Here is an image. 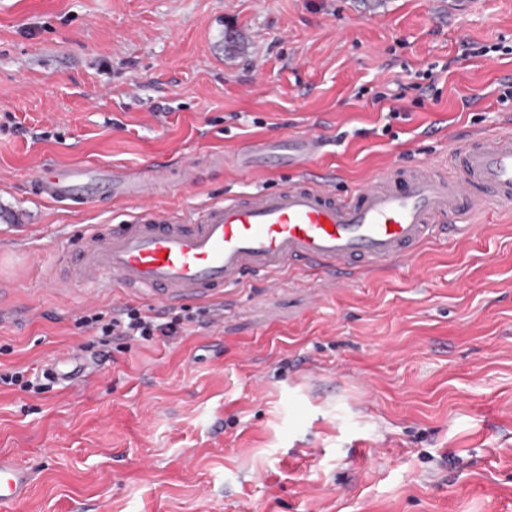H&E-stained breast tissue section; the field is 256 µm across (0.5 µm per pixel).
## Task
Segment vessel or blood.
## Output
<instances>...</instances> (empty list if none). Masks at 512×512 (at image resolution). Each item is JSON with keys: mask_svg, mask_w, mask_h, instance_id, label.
Listing matches in <instances>:
<instances>
[{"mask_svg": "<svg viewBox=\"0 0 512 512\" xmlns=\"http://www.w3.org/2000/svg\"><path fill=\"white\" fill-rule=\"evenodd\" d=\"M323 147L311 134L255 146L263 163L293 161L299 178L274 191L224 196L190 219L152 205L163 183L158 173L130 181L109 167H48L35 179L52 202L86 203L106 192L137 200L131 223L93 225L75 276L92 288H128L163 303L205 298L295 265L352 281L407 259L448 219L512 204L511 134L469 133L448 143L455 170L393 167L347 197L316 171ZM30 481L14 456L0 454V503L24 499Z\"/></svg>", "mask_w": 512, "mask_h": 512, "instance_id": "b4317fda", "label": "vessel or blood"}]
</instances>
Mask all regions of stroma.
Masks as SVG:
<instances>
[{
	"mask_svg": "<svg viewBox=\"0 0 512 512\" xmlns=\"http://www.w3.org/2000/svg\"><path fill=\"white\" fill-rule=\"evenodd\" d=\"M507 86L512 0H0V374L94 354L74 387L0 384V454L32 476L0 512H512V206L340 288L296 268L168 305L71 276L136 202L33 178L162 167L157 203L187 214L296 178L231 158L309 132L348 196L512 131ZM127 307L195 320L150 342L81 322Z\"/></svg>",
	"mask_w": 512,
	"mask_h": 512,
	"instance_id": "stroma-1",
	"label": "stroma"
}]
</instances>
